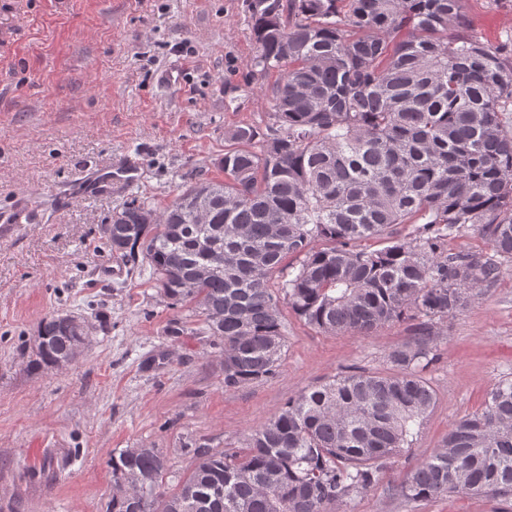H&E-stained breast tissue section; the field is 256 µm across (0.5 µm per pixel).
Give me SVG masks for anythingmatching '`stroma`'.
Instances as JSON below:
<instances>
[{"label":"stroma","instance_id":"obj_1","mask_svg":"<svg viewBox=\"0 0 512 512\" xmlns=\"http://www.w3.org/2000/svg\"><path fill=\"white\" fill-rule=\"evenodd\" d=\"M463 8L483 42L512 38V0ZM2 29L13 45L0 55V209L23 192L40 221L0 239V512H107L124 448L159 449L175 488L198 462L188 445L243 449L301 390L390 373L413 320L336 336L284 304L275 375L225 388L220 340L171 305L149 265L133 270L102 245L124 202L159 213L184 186L223 181L225 131L272 125L273 81L250 74L248 0H0ZM122 160L138 165L135 183L83 194L81 170ZM57 313L83 318L88 338L72 363L31 368L39 323ZM173 325L183 335H168ZM439 327L424 373L436 400L420 432L373 488L330 512H494L464 495L409 501L400 487L512 379V265ZM160 352L164 367L144 369Z\"/></svg>","mask_w":512,"mask_h":512}]
</instances>
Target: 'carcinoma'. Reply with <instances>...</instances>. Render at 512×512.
Here are the masks:
<instances>
[{"instance_id": "carcinoma-1", "label": "carcinoma", "mask_w": 512, "mask_h": 512, "mask_svg": "<svg viewBox=\"0 0 512 512\" xmlns=\"http://www.w3.org/2000/svg\"><path fill=\"white\" fill-rule=\"evenodd\" d=\"M250 0L251 73L271 86L275 126L224 133L222 182L185 188L157 214L132 199L102 229L103 245L143 257L175 305L192 307L224 342V387L275 374L280 301L330 335L419 319L391 351V375L357 371L288 398L245 451L193 448L175 489L157 448L112 456L108 512H327L378 481L434 403V319L468 304L512 264V41L470 33L461 0ZM412 224L403 239L391 228ZM470 225L493 255L448 250ZM384 239L370 250L362 242ZM300 258L280 289L273 272ZM224 272L198 276L205 263ZM284 297H279V293ZM33 365L54 367L77 338L43 319ZM138 475L145 487L123 489ZM461 494L512 498V380L454 422L443 447L401 485L409 501Z\"/></svg>"}]
</instances>
